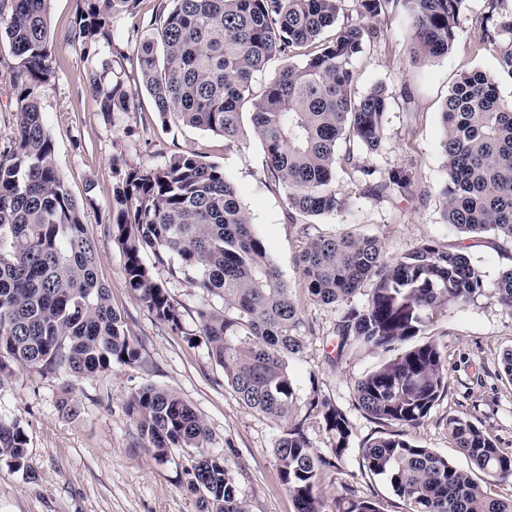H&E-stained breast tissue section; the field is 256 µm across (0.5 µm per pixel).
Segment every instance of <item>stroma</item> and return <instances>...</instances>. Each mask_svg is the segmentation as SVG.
<instances>
[{"label": "stroma", "mask_w": 512, "mask_h": 512, "mask_svg": "<svg viewBox=\"0 0 512 512\" xmlns=\"http://www.w3.org/2000/svg\"><path fill=\"white\" fill-rule=\"evenodd\" d=\"M489 0H467L458 18L457 40L443 56L413 58L410 18L397 6L375 20L378 36L366 43L354 60L357 88L366 92L387 85L392 99L385 115V134L378 151H360V167L386 172L409 170L413 192L407 196L375 197L364 193L359 170L336 175V189L345 207L321 216L289 217L281 190L267 175L260 142L244 137L225 144L215 135L175 121H163L139 81V60L127 41L131 23L148 26L161 0H141L137 18L117 15L112 44L124 54L113 66L120 73L135 108L103 115L86 72L89 61L70 38L79 0H49L50 61L54 78L42 93L46 128L54 143L56 166L71 195L83 206L87 235L99 247L98 276L109 288L113 308L128 334L143 347L138 366L116 364L108 371L72 375L64 371H34L14 367L0 379V420L16 421L27 436L30 471L0 461V512H202L196 495L185 485V472L196 451L171 449L165 462L155 461L142 448L125 414L127 400L151 384L175 391L193 407L222 451L240 496L249 512H294L282 486L272 448L282 426L248 408L224 380V370L208 355L204 343L169 330L136 299L126 283L125 260L112 241L113 190L131 167H160L171 155L196 151L206 162L223 168L235 184L256 232L288 284L304 319L305 349L291 359L289 370L296 390L295 421L301 422L313 448L331 446L320 417L309 414V399H331L348 415L352 426L349 449L339 468L326 471L316 488L334 504L341 485L357 496L375 500L381 512H406L405 503L389 484L366 473L361 448L378 426L358 409L353 398L356 380L386 361L388 352L351 351L336 354L334 327L342 307L311 301L298 257L308 236L352 231L382 241L388 258L434 240L448 247L461 241L442 215L441 190L447 180L441 148L439 112L455 81L473 69L495 72L497 51L472 47L474 28L488 10ZM471 263L487 287L469 303L449 306L426 331L448 363V391L426 418L405 437L459 460L448 439L446 420L467 414L512 451V382L502 374L501 359L512 349V308L497 302L491 289L502 269L512 266V245L486 237L469 248ZM158 275L173 302L181 307L189 330L196 312L219 298L204 294L187 275ZM71 396L74 416L62 414L58 402Z\"/></svg>", "instance_id": "35a3bbf8"}]
</instances>
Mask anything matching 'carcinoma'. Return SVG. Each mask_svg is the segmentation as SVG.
I'll list each match as a JSON object with an SVG mask.
<instances>
[{
  "instance_id": "obj_1",
  "label": "carcinoma",
  "mask_w": 512,
  "mask_h": 512,
  "mask_svg": "<svg viewBox=\"0 0 512 512\" xmlns=\"http://www.w3.org/2000/svg\"><path fill=\"white\" fill-rule=\"evenodd\" d=\"M49 0H0V31L15 60L17 122L0 149V378L11 361L30 369L74 374L105 372L113 364L141 362V344L126 335L97 277L98 249L86 236L84 212L67 190L46 130L41 92L54 77L49 62ZM141 0H80L70 36L83 57L112 46L113 19L135 16ZM346 0H169L159 25L138 37L140 78L161 117L241 140L243 117L267 156L268 172L282 190L288 215L319 216L341 210L336 168L361 173L365 192L405 196L412 176L398 167L377 176L360 167L361 149L375 151L384 136L392 92L376 84L356 91L354 59L377 29L369 21L402 3L413 18L414 58L448 53L467 0H355L357 20H343ZM508 0H490L477 24L476 47L512 35ZM280 56L286 65L255 88L257 75ZM512 81V44L502 46L495 74L460 76L441 109L447 182L445 222L467 239L491 233L512 243V102L499 82ZM105 116L128 112L133 99L111 61L87 71ZM112 240L125 257L128 288L161 323L189 335L178 306L154 268L170 275L193 272L202 292L223 301L197 311V333L224 381L249 408L288 422L295 406L288 360L303 350L302 319L264 239L224 170L198 152L178 154L161 167L129 169L114 191ZM467 246L425 241L387 259L376 237L339 234L311 239L300 267L311 298L346 305L336 323L337 354L350 348L392 350L425 332L448 305H463L486 284ZM371 285L365 304L354 296ZM497 301L512 308V268L493 285ZM448 391V368L437 343L411 347L357 381V406L382 426L361 448L364 470L385 479L407 512H512V497L490 486L512 482V452L496 444L467 415H450L448 438L468 467L404 438L402 427L427 417ZM332 440L317 452L303 428L283 429L272 453L295 512H324L315 493L320 475L336 469L352 428L331 400L313 396ZM142 447L163 462L172 448H197L186 487L205 512H249L229 475L224 454L210 450L203 420L170 390L146 385L125 406ZM0 460L29 471L27 438L17 421H0ZM336 512H380L348 486Z\"/></svg>"
}]
</instances>
